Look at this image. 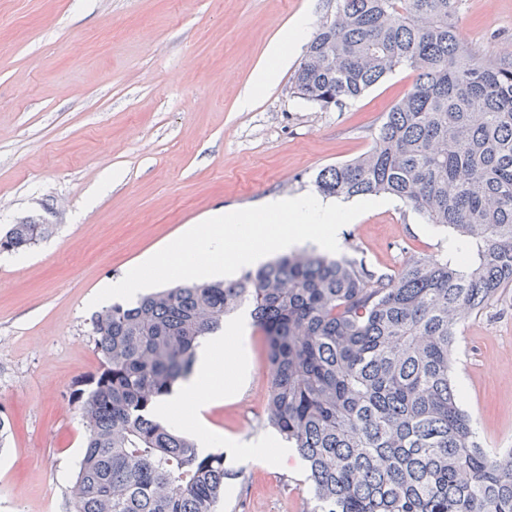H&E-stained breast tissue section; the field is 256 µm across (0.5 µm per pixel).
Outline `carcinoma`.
I'll use <instances>...</instances> for the list:
<instances>
[{
    "label": "carcinoma",
    "instance_id": "cac0c4a2",
    "mask_svg": "<svg viewBox=\"0 0 512 512\" xmlns=\"http://www.w3.org/2000/svg\"><path fill=\"white\" fill-rule=\"evenodd\" d=\"M460 0H336L291 81L323 110L389 73L415 80L372 148L317 191L387 194L474 246L409 257L390 277L313 250L234 280H182L91 318L102 371L78 396L87 430L73 512H219L224 453L158 419L201 339L247 308L264 336L268 425L306 464L312 512H512V448L483 447L452 380L460 325L512 288V61L456 36ZM34 221L0 253L49 236Z\"/></svg>",
    "mask_w": 512,
    "mask_h": 512
}]
</instances>
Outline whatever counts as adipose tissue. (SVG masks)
Listing matches in <instances>:
<instances>
[{
  "instance_id": "adipose-tissue-1",
  "label": "adipose tissue",
  "mask_w": 512,
  "mask_h": 512,
  "mask_svg": "<svg viewBox=\"0 0 512 512\" xmlns=\"http://www.w3.org/2000/svg\"><path fill=\"white\" fill-rule=\"evenodd\" d=\"M310 23L309 17H300L271 45L268 61L257 69L250 86L246 87L240 96L241 109L251 107L256 87L274 81L279 65L288 61V47L306 35ZM240 332V323L232 320L225 324L223 335L204 339L197 350L194 378L158 402L155 407L158 417H168L171 410L176 407L187 412L197 411L201 406L223 398L226 391L240 381L244 373L245 355Z\"/></svg>"
}]
</instances>
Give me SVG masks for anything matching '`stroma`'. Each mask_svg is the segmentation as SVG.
<instances>
[{
	"label": "stroma",
	"instance_id": "1",
	"mask_svg": "<svg viewBox=\"0 0 512 512\" xmlns=\"http://www.w3.org/2000/svg\"><path fill=\"white\" fill-rule=\"evenodd\" d=\"M334 0H0V230L34 215L51 234L0 254V512H71L85 446L75 400L101 370L86 301L215 211L313 190L324 168L367 153L413 84L388 74L323 110L293 96L294 49L250 109L239 98L269 45ZM459 39L512 60V0H462ZM450 232L390 199L344 225L340 255L391 275L448 251ZM248 375L200 421L237 476L224 512H310L298 454H237L263 433L269 378L260 333ZM463 406L489 448H512V289L469 315L453 353Z\"/></svg>",
	"mask_w": 512,
	"mask_h": 512
}]
</instances>
